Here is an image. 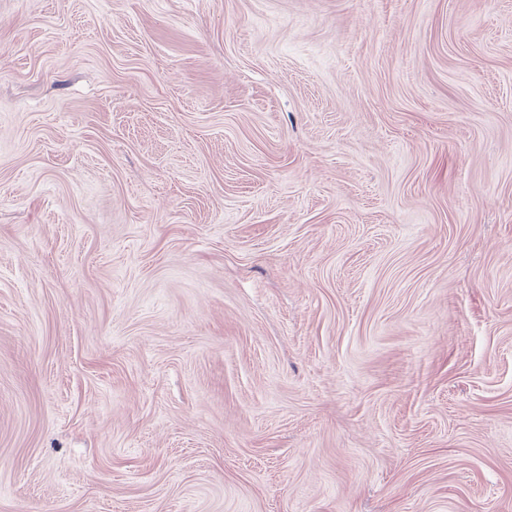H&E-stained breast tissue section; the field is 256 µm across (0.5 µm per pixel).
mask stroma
Returning a JSON list of instances; mask_svg holds the SVG:
<instances>
[{
	"label": "stroma",
	"mask_w": 512,
	"mask_h": 512,
	"mask_svg": "<svg viewBox=\"0 0 512 512\" xmlns=\"http://www.w3.org/2000/svg\"><path fill=\"white\" fill-rule=\"evenodd\" d=\"M0 512H512V0H0Z\"/></svg>",
	"instance_id": "35a3bbf8"
}]
</instances>
